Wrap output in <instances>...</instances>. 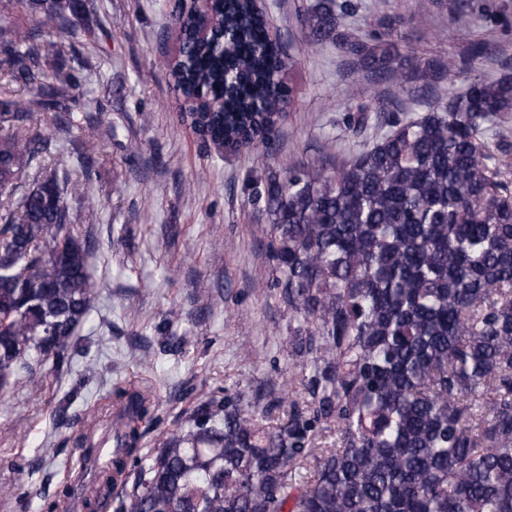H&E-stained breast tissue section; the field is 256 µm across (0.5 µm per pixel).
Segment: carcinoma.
<instances>
[{"mask_svg":"<svg viewBox=\"0 0 512 512\" xmlns=\"http://www.w3.org/2000/svg\"><path fill=\"white\" fill-rule=\"evenodd\" d=\"M93 0H0V391L36 367L61 373L98 289L91 245L71 226L67 177L46 173L45 114L71 111L76 69L59 64L69 33L45 43L10 11L64 22ZM304 24L378 77L428 92L486 45L448 63L411 64L389 40L338 31L334 0ZM170 68L202 140L263 145L292 90V58L269 41L252 0L186 11ZM512 74L477 79L392 118L378 140L335 165H289L265 187L288 343L300 388L274 418L238 389L198 402L152 452L139 425L148 388L116 384L119 446L85 498L101 512L117 485L122 512H512V162L481 140L512 130ZM335 431L336 446L320 445Z\"/></svg>","mask_w":512,"mask_h":512,"instance_id":"1","label":"carcinoma"}]
</instances>
